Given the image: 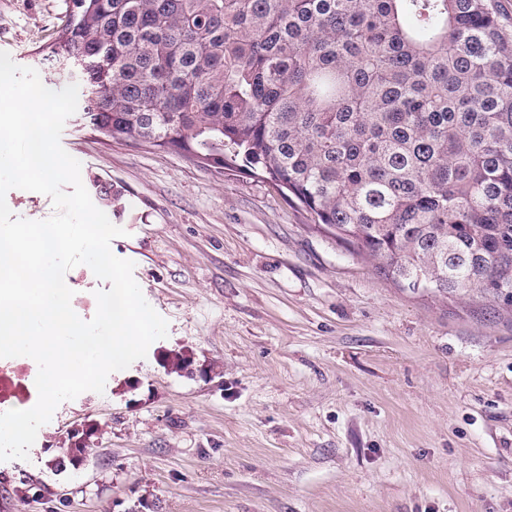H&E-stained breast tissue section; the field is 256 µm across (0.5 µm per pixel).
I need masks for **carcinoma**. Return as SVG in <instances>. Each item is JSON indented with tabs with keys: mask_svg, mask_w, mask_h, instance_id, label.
<instances>
[{
	"mask_svg": "<svg viewBox=\"0 0 512 512\" xmlns=\"http://www.w3.org/2000/svg\"><path fill=\"white\" fill-rule=\"evenodd\" d=\"M496 0H73L47 57L97 130L259 172L403 288L512 304ZM86 438L62 460L95 454Z\"/></svg>",
	"mask_w": 512,
	"mask_h": 512,
	"instance_id": "1",
	"label": "carcinoma"
}]
</instances>
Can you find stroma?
<instances>
[{
  "instance_id": "1",
  "label": "stroma",
  "mask_w": 512,
  "mask_h": 512,
  "mask_svg": "<svg viewBox=\"0 0 512 512\" xmlns=\"http://www.w3.org/2000/svg\"><path fill=\"white\" fill-rule=\"evenodd\" d=\"M71 10L0 0V51L46 87L75 83L43 52ZM61 144L84 186L111 183V251L168 335L62 402L28 460L0 462V512H512V306L381 277L266 176L79 113ZM65 278L91 319L108 282ZM177 351L185 370L164 364ZM78 423L99 454L55 466ZM30 478L50 496L14 494Z\"/></svg>"
}]
</instances>
